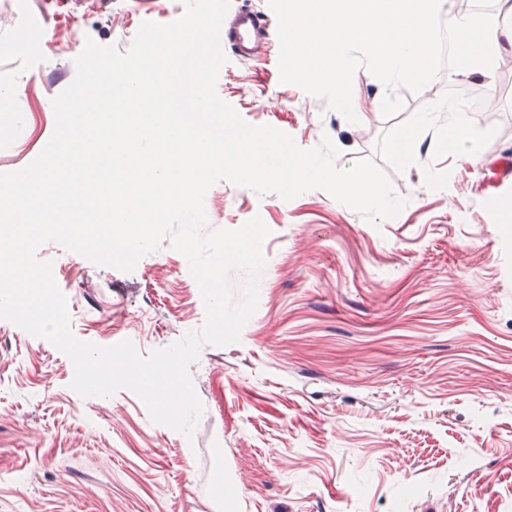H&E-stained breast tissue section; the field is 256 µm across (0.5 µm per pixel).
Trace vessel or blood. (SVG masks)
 Instances as JSON below:
<instances>
[{"mask_svg": "<svg viewBox=\"0 0 512 512\" xmlns=\"http://www.w3.org/2000/svg\"><path fill=\"white\" fill-rule=\"evenodd\" d=\"M220 42L238 61L257 60L273 42L271 18L247 8L229 10L220 30Z\"/></svg>", "mask_w": 512, "mask_h": 512, "instance_id": "obj_1", "label": "vessel or blood"}]
</instances>
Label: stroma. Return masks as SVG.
Returning <instances> with one entry per match:
<instances>
[{"label":"stroma","instance_id":"stroma-1","mask_svg":"<svg viewBox=\"0 0 512 512\" xmlns=\"http://www.w3.org/2000/svg\"><path fill=\"white\" fill-rule=\"evenodd\" d=\"M183 0H0V172L34 162L53 99L87 40L127 50ZM483 71V107L450 102L447 70L417 95L355 72L350 123L281 82L278 45L227 60L219 96L249 125L304 149L330 137L335 164L383 167L405 207L371 224L328 193L291 200L220 182L208 229L261 217L270 230L257 305L239 343L203 345L190 367L193 434L154 423L131 391L84 396L50 341L0 319V512H479L477 485L512 512V48ZM485 134L448 149V112ZM429 122H422L424 114ZM414 129L420 147L399 156ZM67 298L75 336L141 355L206 318L186 258L163 244L133 271L55 241L37 250Z\"/></svg>","mask_w":512,"mask_h":512}]
</instances>
